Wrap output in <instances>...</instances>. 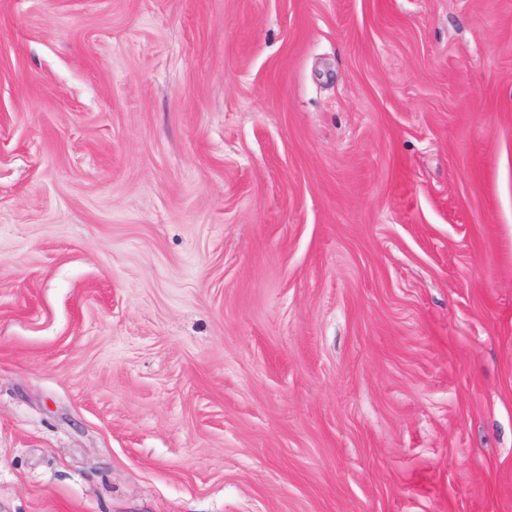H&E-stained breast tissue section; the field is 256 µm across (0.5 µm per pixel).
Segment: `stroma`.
I'll return each instance as SVG.
<instances>
[{
  "label": "stroma",
  "mask_w": 512,
  "mask_h": 512,
  "mask_svg": "<svg viewBox=\"0 0 512 512\" xmlns=\"http://www.w3.org/2000/svg\"><path fill=\"white\" fill-rule=\"evenodd\" d=\"M0 512H512V0H0Z\"/></svg>",
  "instance_id": "1"
}]
</instances>
